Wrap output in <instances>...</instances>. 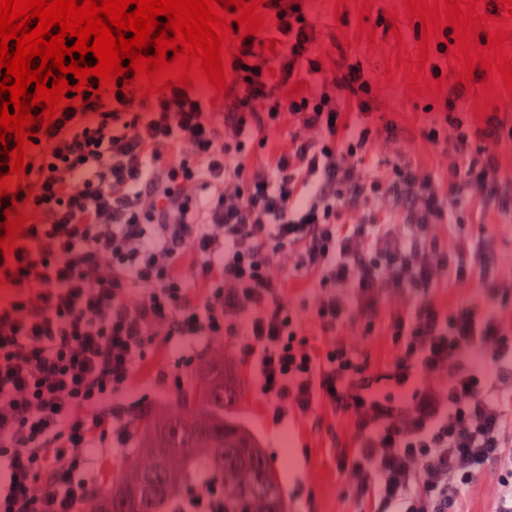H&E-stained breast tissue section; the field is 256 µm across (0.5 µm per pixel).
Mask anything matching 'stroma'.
Wrapping results in <instances>:
<instances>
[{"label": "stroma", "mask_w": 512, "mask_h": 512, "mask_svg": "<svg viewBox=\"0 0 512 512\" xmlns=\"http://www.w3.org/2000/svg\"><path fill=\"white\" fill-rule=\"evenodd\" d=\"M407 0H306L314 25L313 52L325 68L326 78L351 65L360 66L376 92L371 125L393 124L396 139L380 142L373 163L388 167L400 161L435 171L445 170L448 155L420 136V129L449 109L465 114L472 124H483L484 111L503 112L512 108V90L504 76L488 78L474 71L472 81L459 77L461 66L449 54L446 41L452 27L431 30L430 60L421 63V25L406 9ZM369 15H362V8ZM420 62V76L410 79L409 60ZM492 95H484V88ZM487 228L493 235V262L498 286L488 290L480 283L457 288L460 298L476 302L494 296L506 315L512 317V215L489 214ZM343 339L368 355L369 375L386 370L391 348L389 337L366 333L364 323L347 327ZM224 348V376L240 394L238 422L256 438L276 470L287 512H364L346 491L348 478L336 468V452L353 445L352 430L339 415L318 411L291 430L274 422L259 398L252 377L241 364L235 339L220 341ZM175 386L157 387L152 378L139 376L126 398L130 414L166 408L177 394Z\"/></svg>", "instance_id": "stroma-1"}]
</instances>
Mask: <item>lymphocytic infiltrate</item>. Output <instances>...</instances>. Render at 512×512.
<instances>
[{
  "mask_svg": "<svg viewBox=\"0 0 512 512\" xmlns=\"http://www.w3.org/2000/svg\"><path fill=\"white\" fill-rule=\"evenodd\" d=\"M264 8L278 70L244 39L223 122L192 90H118L65 109L30 148L33 218L0 287V512H77L99 463L130 444L123 398L149 353L175 352L180 368L226 336L276 421L351 418L356 446L338 467L368 512H471L489 465L512 474V320L444 298L495 279L492 239L467 222L512 213L498 152L512 124L424 127L451 149L444 178L369 166L396 135L367 125L369 82L351 67L305 88L322 71L312 23L300 0ZM285 115L290 147L254 166L250 142ZM284 252L300 279L272 275ZM394 297L407 306L382 317ZM357 319L391 338L386 391L363 393L367 362L337 340Z\"/></svg>",
  "mask_w": 512,
  "mask_h": 512,
  "instance_id": "f902f5d3",
  "label": "lymphocytic infiltrate"
}]
</instances>
